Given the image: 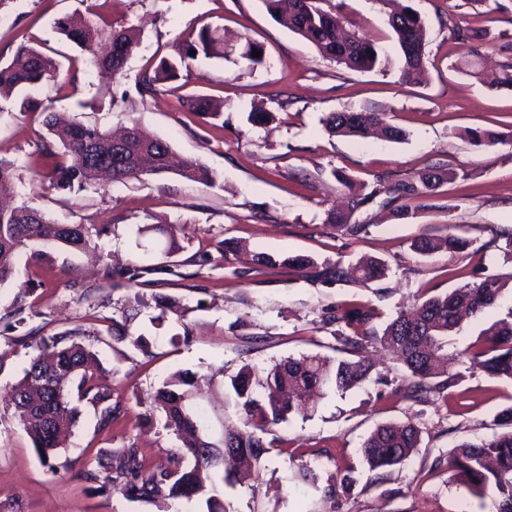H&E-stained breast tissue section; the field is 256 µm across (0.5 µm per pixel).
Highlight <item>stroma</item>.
<instances>
[{
	"label": "stroma",
	"mask_w": 512,
	"mask_h": 512,
	"mask_svg": "<svg viewBox=\"0 0 512 512\" xmlns=\"http://www.w3.org/2000/svg\"><path fill=\"white\" fill-rule=\"evenodd\" d=\"M425 21L426 75L400 84L397 71H351L321 57L307 40L277 22L263 0H0V57L24 42L59 62L56 75L36 92L38 109L0 98V159L15 169L17 202L58 224L109 225L83 252L48 246L40 259H21L15 283L0 288V512H154L152 506L97 490L87 480L100 451L134 446L160 461L176 447L164 421L150 414L151 396L176 371L233 377L246 365L262 369L289 357H336V325L329 312L351 304L368 310L371 330L382 332L396 312L418 297L442 294L489 276L512 278L504 248L512 240V145L476 147L472 129L512 130V89L496 86L512 41V0H401ZM80 12L104 30L135 27L138 44L122 74L100 72L89 53L61 41L56 19ZM383 0H344L346 29L381 38L392 62L399 48L388 35ZM223 30L224 57L183 62L177 80L141 96L139 79L161 58L203 28ZM487 33L480 57L465 61L458 37ZM263 44L265 62L254 67L240 56L244 39ZM195 92L222 106V121L206 123L178 102ZM261 108L269 122L248 114ZM385 113L403 129L404 141L332 136L323 120L331 112ZM63 112L103 130L138 127L168 142L176 155L195 158L213 171L215 183L194 182L177 172H143L123 183H103L79 193L53 189L50 168L36 164L46 130L45 113ZM441 167L454 171L426 207L396 218L383 197L354 215L367 230L347 235L326 223L328 209L349 191L362 194L379 180L395 181ZM168 225L181 248L169 258L137 248V229ZM467 237L470 247L427 256L411 247L420 237ZM208 254L201 263L200 254ZM305 255L311 267L258 265V254ZM363 257L384 260L379 281L349 273ZM138 263L135 288L106 285L103 263ZM166 263L165 273L153 265ZM345 272L336 280L335 269ZM144 303L128 326L145 336L140 351L112 340L108 328L128 300ZM174 300L179 314L155 325L156 297ZM22 310L35 337L75 328L108 373L119 412L111 431H99L92 406L51 464L36 453L8 404L32 348L10 328ZM512 311V287L481 318H469L450 336L443 354L456 358L457 381L423 402L406 399L407 376L395 354L377 344L365 354L374 363L370 381L321 399L307 417L274 426L272 450L261 480L225 487L226 512H327L314 490L296 486L301 464L321 476L350 473L354 486L340 494L342 512H483L479 499L449 478L446 460L455 446L501 433L497 415L512 406V384L485 375L465 355L480 331ZM189 333L182 341L180 333ZM412 420L420 430L416 451L402 464L374 473L361 443L383 423Z\"/></svg>",
	"instance_id": "stroma-1"
}]
</instances>
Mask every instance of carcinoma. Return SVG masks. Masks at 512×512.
I'll use <instances>...</instances> for the list:
<instances>
[{
	"label": "carcinoma",
	"mask_w": 512,
	"mask_h": 512,
	"mask_svg": "<svg viewBox=\"0 0 512 512\" xmlns=\"http://www.w3.org/2000/svg\"><path fill=\"white\" fill-rule=\"evenodd\" d=\"M270 14L284 22L293 32L312 43L321 56L354 71L378 70L387 72L391 64L383 50L373 40L355 33L347 34L342 27V17L334 0H264ZM388 26L398 45L408 40L418 43L417 54L409 58L400 55V77L406 84L419 82L425 73V43L423 20L410 7L394 11L388 16ZM56 32L66 41L92 54L93 65L111 74L120 72L137 45L133 29H114L108 36L109 49H96L100 36L99 26L93 19L72 15L55 21ZM265 52L264 46L245 38L241 57L251 65H261L265 57H253V50ZM207 58L224 57V34L221 30L201 29L197 35L184 41L180 58L190 57V52ZM55 60L40 49L20 45L12 59H0V97L22 95L21 107L29 109L36 102L29 92L44 80L54 76ZM177 78V66L163 59L153 74L139 80L141 96L157 94V85ZM180 104L204 119H218L222 112L204 95L189 94L180 98ZM363 121L353 123L348 112H331L324 119L325 129L332 136L362 137L378 128L386 138L398 142L405 133L385 119L382 112L364 111ZM47 137L40 147V159L53 169V187L69 192H81L94 186L106 174L113 181L122 182L135 178L149 165L154 173L169 169L171 146L169 143L147 136L137 127L121 135V146H116L112 133L71 119L64 113L48 112L44 118ZM471 141L487 147L498 144L512 145V131L483 129L469 131ZM179 175L185 179L215 182L213 172L202 167L192 158L184 159ZM455 178L451 171L430 170L414 179L398 180L391 185H380L370 194L354 196L348 210H330L325 222L344 229L356 236L366 229L364 224L349 223L350 216L374 197L383 193L390 201L401 202L394 209L398 218L423 206L438 186ZM14 185L13 164L0 160V194ZM109 226L83 224H55L46 216L25 204L12 208L0 207V286L13 280L16 262L22 250L38 244H53L81 250L91 236L108 234ZM152 236L143 250H159L169 255L178 249L168 235L167 227L151 224L138 230ZM471 240L457 235L442 238H422L412 244L420 255L445 249L450 253L462 252ZM257 261L265 265L280 263L303 269L313 264L307 256H288L277 260L271 255H261ZM140 268L133 264L123 270L106 267L103 282L112 284L117 279L132 283ZM363 281H377L388 273V266L378 259H365L356 267ZM506 287L498 277H487L479 283L456 288L444 295L430 296L417 301L411 308L397 313L378 336L364 329L372 315L360 308L341 307L329 321L349 329L337 331L340 351L347 357L331 359L320 354L303 355L282 360L268 369L258 370L244 366L230 379L235 392L237 409L244 428L224 430V444L211 441L198 443L212 428L207 411L196 400L199 377L189 372L177 371L169 375L153 394L154 409L165 417L164 427L181 442L169 457L168 464L154 465L133 446L99 455L98 469L88 474L89 479L102 483L129 501H139L156 507L157 512H173L176 503L204 501L207 512H226L224 504L213 495L216 483H229L224 474L222 455L239 463L246 473L261 474L270 448L262 434L271 425L287 421L291 414L304 415L308 411L305 397L312 392L345 393L370 379L371 367L363 359L353 360L366 344L374 341L386 350L398 353L407 370L404 390L410 397L422 393H442L454 384L453 361L438 356V351L448 336L456 329L461 312L474 317L486 315ZM112 338L129 342L134 348L146 350L144 336L128 333L127 322L112 321ZM82 332L75 330L65 335L43 338L35 346L23 370L22 377L12 386L9 402L15 415L23 424L33 447L42 459H49L61 447L63 436L76 425L80 410L72 401L86 402L97 413L98 427L109 429L118 406L112 404V386L100 372L95 356L78 338ZM482 345L469 353L471 364L486 374L512 382V313L507 319H498L483 330ZM420 431L410 421L378 426L364 440L361 454L372 472L404 462L418 447ZM448 473L458 479L472 494L480 499L489 512H512V430L503 432L488 441L470 442L456 446L448 453ZM298 482L322 488L323 495L336 503L339 490L348 491L353 479L346 477L341 488L330 477L327 484L319 486L320 474L303 464L297 473Z\"/></svg>",
	"instance_id": "1"
}]
</instances>
